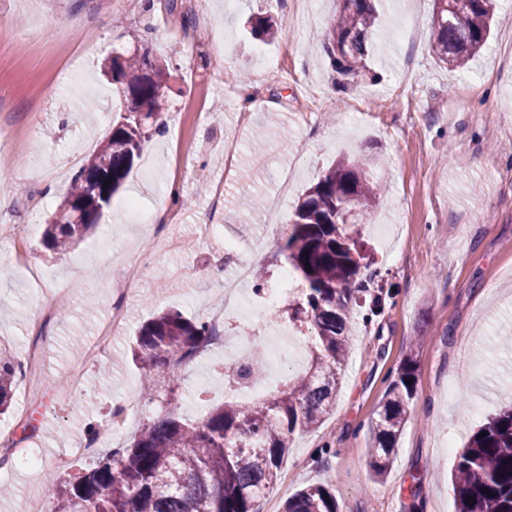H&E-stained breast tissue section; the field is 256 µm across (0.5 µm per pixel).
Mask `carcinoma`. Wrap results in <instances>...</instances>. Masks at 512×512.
<instances>
[{
    "instance_id": "obj_1",
    "label": "carcinoma",
    "mask_w": 512,
    "mask_h": 512,
    "mask_svg": "<svg viewBox=\"0 0 512 512\" xmlns=\"http://www.w3.org/2000/svg\"><path fill=\"white\" fill-rule=\"evenodd\" d=\"M339 10L323 33L332 68L354 76L379 24L374 0H338ZM495 4L469 0L453 15L434 0L431 51L448 69H462L484 47ZM252 34L274 36L269 17L252 20ZM112 84L122 91L127 116L112 126L99 148L83 158L58 212L49 217L44 246L67 252L97 224L113 194L130 174L147 138L134 121L153 120L161 130L167 68L146 53L109 58ZM370 158L353 157L331 165L299 200L287 227L284 251L303 280L302 296L286 302L273 317L315 330L309 366L275 394L260 401H226L194 423L176 412L147 419L124 448H109L85 471L45 494L49 512H258L257 504L277 483L288 448L297 434L314 430L336 407L354 308L376 314L381 297L355 287L362 270L361 230L341 224L340 209L362 212L382 200V184L371 180ZM209 322L168 310L145 321L133 351L142 370L140 397L174 391L172 374L206 348ZM22 364L0 347V414L12 409ZM417 384V358L408 354L390 380L386 399L371 421L370 470L385 477L395 460L398 438L409 419ZM484 432L486 436L479 437ZM457 512H512V405L490 417L454 464ZM282 512H339L336 496L312 484L288 497Z\"/></svg>"
}]
</instances>
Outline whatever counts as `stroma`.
Wrapping results in <instances>:
<instances>
[{
  "label": "stroma",
  "instance_id": "1",
  "mask_svg": "<svg viewBox=\"0 0 512 512\" xmlns=\"http://www.w3.org/2000/svg\"><path fill=\"white\" fill-rule=\"evenodd\" d=\"M205 24L187 20L169 0H0V128L17 129L27 144L0 171V225L34 226L19 235L13 264L0 267V344L18 360L31 347L45 359L19 378L16 403L0 416L24 447L39 449L36 470L18 465L0 447V512H28L64 476L55 457L84 435L87 418L102 420L121 398L138 412L120 435L101 434L100 448L127 443L158 405L140 400L132 342L141 323L174 309L194 317L224 309V275L236 260L275 281L288 261L281 250L304 191L339 159L380 158L374 173L387 193L362 225V249L387 269L384 306L373 319L354 313L352 341L336 408L316 430L294 436L281 477L259 512H281L299 489L322 484L340 512H455L451 471L456 452L512 395V0H497L499 20L487 45L468 65L451 71L430 50L432 0H378L381 34L365 75L333 73L321 41L337 0H202ZM270 16L279 33L255 39L250 16ZM96 30L86 39L75 19ZM148 48L172 74L164 133L150 136L113 196L98 227L70 252L42 243L39 230L66 193L73 150L89 154L121 121L122 95L102 81L107 57ZM255 85L256 105L241 110L239 89ZM237 167L226 178L224 150ZM183 187L179 203L166 199L168 179ZM224 180V203L207 189ZM138 195L156 225L137 224L124 208ZM259 195L258 211L235 206ZM239 245L224 255L225 239ZM146 256L122 273L138 287L126 299L125 326L101 360L86 350L111 318L110 247ZM238 298L251 318L225 311L229 333L264 351L262 389L274 393L299 365H275L274 336L286 323L258 306L252 282ZM418 361L416 395L398 439L389 474L371 476L370 422L407 350ZM83 362L82 387L62 385ZM112 365L101 378L102 362ZM176 409L187 421L223 404L228 392L224 352L207 349L178 372ZM32 424L33 435L23 427ZM418 483L417 500L408 489Z\"/></svg>",
  "mask_w": 512,
  "mask_h": 512
}]
</instances>
